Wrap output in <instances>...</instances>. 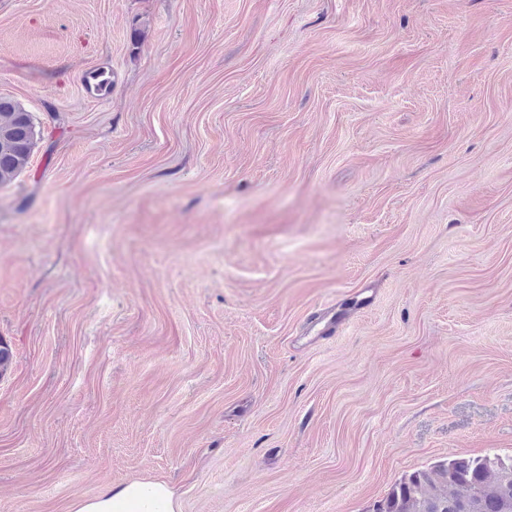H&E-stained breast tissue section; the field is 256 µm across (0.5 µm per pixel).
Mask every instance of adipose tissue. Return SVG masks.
Segmentation results:
<instances>
[{
	"label": "adipose tissue",
	"mask_w": 512,
	"mask_h": 512,
	"mask_svg": "<svg viewBox=\"0 0 512 512\" xmlns=\"http://www.w3.org/2000/svg\"><path fill=\"white\" fill-rule=\"evenodd\" d=\"M73 512H180V504L166 483L135 480L77 501Z\"/></svg>",
	"instance_id": "adipose-tissue-1"
}]
</instances>
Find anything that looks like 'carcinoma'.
I'll use <instances>...</instances> for the list:
<instances>
[{
  "instance_id": "carcinoma-1",
  "label": "carcinoma",
  "mask_w": 512,
  "mask_h": 512,
  "mask_svg": "<svg viewBox=\"0 0 512 512\" xmlns=\"http://www.w3.org/2000/svg\"><path fill=\"white\" fill-rule=\"evenodd\" d=\"M35 123L20 102L0 97V185L28 164ZM373 512H512V456H456L396 484Z\"/></svg>"
}]
</instances>
